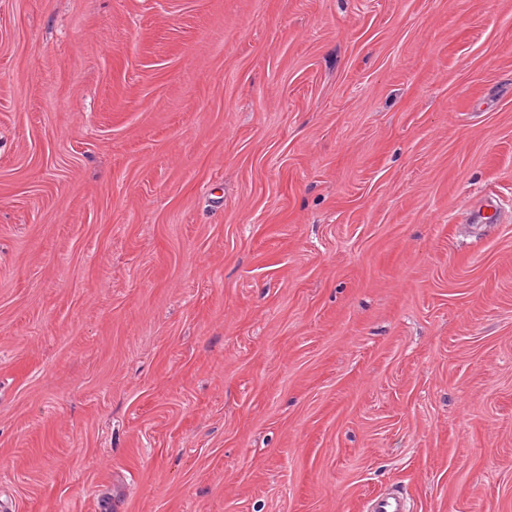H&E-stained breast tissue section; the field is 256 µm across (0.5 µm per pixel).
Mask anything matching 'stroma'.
<instances>
[{
    "label": "stroma",
    "instance_id": "obj_1",
    "mask_svg": "<svg viewBox=\"0 0 512 512\" xmlns=\"http://www.w3.org/2000/svg\"><path fill=\"white\" fill-rule=\"evenodd\" d=\"M512 512V0H0V512ZM404 498L398 494L379 495L367 504V512H407Z\"/></svg>",
    "mask_w": 512,
    "mask_h": 512
}]
</instances>
